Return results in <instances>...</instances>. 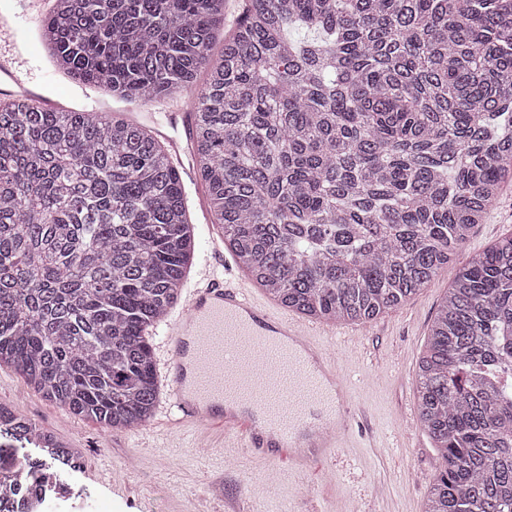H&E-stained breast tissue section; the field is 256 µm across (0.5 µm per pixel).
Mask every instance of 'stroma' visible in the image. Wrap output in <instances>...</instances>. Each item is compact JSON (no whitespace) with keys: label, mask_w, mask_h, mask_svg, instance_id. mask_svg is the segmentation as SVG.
I'll return each mask as SVG.
<instances>
[{"label":"stroma","mask_w":512,"mask_h":512,"mask_svg":"<svg viewBox=\"0 0 512 512\" xmlns=\"http://www.w3.org/2000/svg\"><path fill=\"white\" fill-rule=\"evenodd\" d=\"M40 20L19 19L0 52L15 54L21 79H37L43 94L68 110L105 104L110 115L150 124L164 100L141 103L82 83L59 70L46 49ZM512 233V176L504 180L482 224L430 286L368 324H325L319 340L350 380L352 399L379 439L374 448H342L326 464L296 471L287 461L228 451L224 432L208 426L173 427L166 404L131 431H112L45 401L9 366L0 367V402L77 448L81 466L74 512H425L439 460L421 427L416 379L429 330L459 267Z\"/></svg>","instance_id":"obj_1"}]
</instances>
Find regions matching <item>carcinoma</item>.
Listing matches in <instances>:
<instances>
[{
  "instance_id": "obj_1",
  "label": "carcinoma",
  "mask_w": 512,
  "mask_h": 512,
  "mask_svg": "<svg viewBox=\"0 0 512 512\" xmlns=\"http://www.w3.org/2000/svg\"><path fill=\"white\" fill-rule=\"evenodd\" d=\"M55 0L74 78L145 103L194 96L212 223L275 301L370 323L428 287L512 172V0ZM291 25L317 32L288 40ZM208 70L205 86L194 85ZM196 253L182 179L143 125L0 103V365L114 430L148 424L150 332ZM418 416L427 512H512V233L459 270L432 322ZM39 469L73 460L0 402ZM245 7L244 0H225L224 1V33L220 32L213 46V59H217L220 55L222 39L224 35L233 32L234 27L241 17V13Z\"/></svg>"
}]
</instances>
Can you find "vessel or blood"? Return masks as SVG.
Here are the masks:
<instances>
[{"label":"vessel or blood","mask_w":512,"mask_h":512,"mask_svg":"<svg viewBox=\"0 0 512 512\" xmlns=\"http://www.w3.org/2000/svg\"><path fill=\"white\" fill-rule=\"evenodd\" d=\"M2 78L9 87L0 96L54 108L35 82L18 78L15 58L4 53ZM182 116L181 102H169L155 128L179 165L188 147L164 128ZM165 350L173 423L224 426L233 447L249 453L274 434L294 465L329 462L349 444L356 418L350 383L315 329L262 300L220 250L203 255L195 284L168 324ZM238 405L250 414L235 413Z\"/></svg>","instance_id":"1"}]
</instances>
